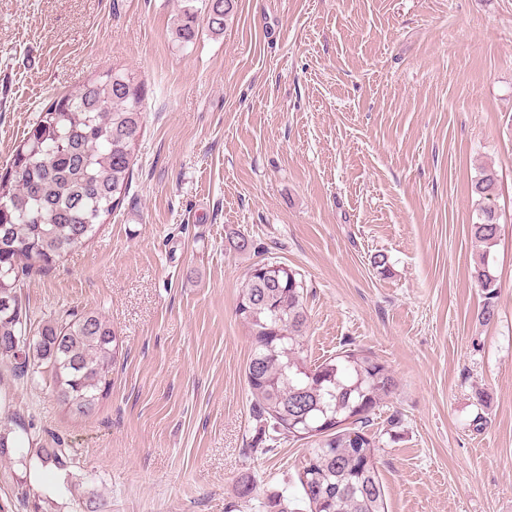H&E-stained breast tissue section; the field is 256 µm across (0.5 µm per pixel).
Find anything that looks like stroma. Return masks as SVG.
<instances>
[{"mask_svg": "<svg viewBox=\"0 0 512 512\" xmlns=\"http://www.w3.org/2000/svg\"><path fill=\"white\" fill-rule=\"evenodd\" d=\"M185 5L0 0V171L45 104L109 68L142 81L145 114L121 208L22 291L34 327L111 321L112 390L76 418L48 367L0 379V418L20 420L0 512H33L22 482L56 512H266L273 493L295 512L304 446L249 448L236 305L268 261L302 276L311 360L358 349L397 381L373 425L388 512H512V0H238L223 35L182 43ZM485 167L488 322L470 236ZM59 440L70 472L18 463ZM471 195L476 198V219L470 224L471 237L480 243L484 249L475 262L473 277L485 295V305L481 318L490 321L494 316L492 300L497 295V279L490 266V249L496 245L501 227L498 215L492 205L498 195L497 174L491 169H484L480 175L471 182Z\"/></svg>", "mask_w": 512, "mask_h": 512, "instance_id": "stroma-1", "label": "stroma"}]
</instances>
